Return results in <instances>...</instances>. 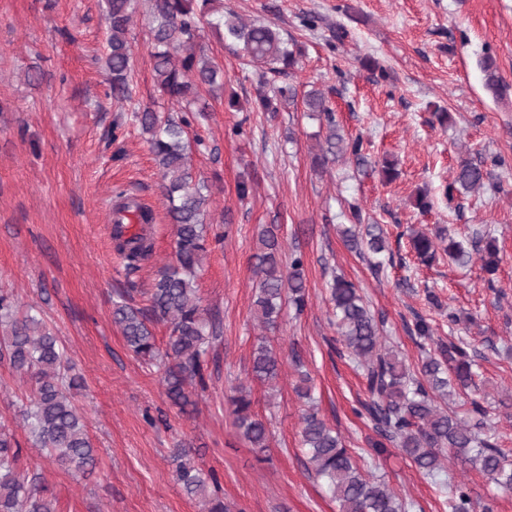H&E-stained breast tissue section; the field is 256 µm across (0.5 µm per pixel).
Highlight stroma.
<instances>
[{
  "label": "stroma",
  "mask_w": 512,
  "mask_h": 512,
  "mask_svg": "<svg viewBox=\"0 0 512 512\" xmlns=\"http://www.w3.org/2000/svg\"><path fill=\"white\" fill-rule=\"evenodd\" d=\"M246 21L274 22L303 47L295 72L299 90L324 92L337 122L362 137L365 164L350 160L320 174L312 167L322 118L302 106L270 114L252 108L259 76L238 47L210 29L200 31L207 53L224 68V88L204 94L205 117L187 113L159 90L150 58L145 13L130 27L134 89L131 101L110 96L102 58L106 22L99 0H0V290L21 306H35L60 337L83 387L74 403L96 448L92 471L61 467L26 445L18 410L30 381L0 363V423L24 448L18 472L44 477L57 512H200L175 480L173 456L190 449L196 463L215 471L234 512H337L308 473L300 445L305 409L295 387L293 356L312 378L320 417L336 428L359 465L384 476L413 512H448L444 497L395 448L377 451L376 435L356 415L365 379L337 351L327 285L341 274L383 313L384 334L407 365L423 356L411 335L415 316L444 341L467 342L477 356L474 400L494 405L512 393V0H223ZM318 16L315 29L303 27ZM345 39H337V29ZM493 56L502 95L486 85L481 67ZM369 57L387 69L375 79L360 65ZM237 107H229V98ZM191 123L192 168L209 186L212 245L197 276L202 306L221 324L206 391L184 412L167 398L157 369L143 364L112 323V302L123 295L139 308L160 266L174 258L161 175L144 135L132 124L135 107ZM448 113L440 124L435 110ZM487 173L479 191L449 205L443 189L461 159ZM388 161L393 180L371 171ZM254 187L239 199L236 184ZM425 189L433 207L415 205ZM136 197L151 208L145 225L153 252L135 273L111 238L115 201ZM366 222L384 228L391 261L374 273L369 259L345 244L339 225L351 204ZM278 225L285 253H301L308 302L285 308L270 341L283 366L275 387L254 381L252 350L261 335L254 318L253 254L264 227ZM448 228L456 237L491 236L499 250L495 280L479 259L465 266L446 255L425 266L415 258L409 229ZM433 290L440 308L425 301ZM461 321L450 324L448 312ZM251 391L252 410L268 422L270 448L259 453L232 424L236 385ZM473 500L512 512V494L482 473L450 466Z\"/></svg>",
  "instance_id": "stroma-1"
}]
</instances>
